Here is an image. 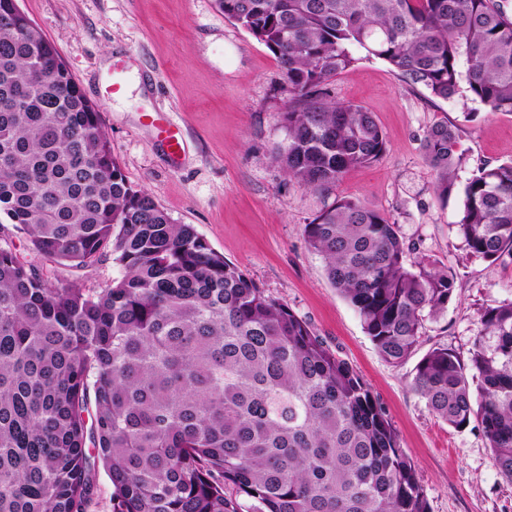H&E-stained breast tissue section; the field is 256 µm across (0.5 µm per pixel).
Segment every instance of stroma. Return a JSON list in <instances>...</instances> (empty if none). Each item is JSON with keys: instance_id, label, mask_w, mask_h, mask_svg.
Segmentation results:
<instances>
[{"instance_id": "stroma-1", "label": "stroma", "mask_w": 512, "mask_h": 512, "mask_svg": "<svg viewBox=\"0 0 512 512\" xmlns=\"http://www.w3.org/2000/svg\"><path fill=\"white\" fill-rule=\"evenodd\" d=\"M95 103L127 181L177 224L192 225L266 295L288 305L345 359L383 404L414 461L429 512H512V486L499 476L476 425L457 430L433 416L410 387L416 359L388 364L355 310L328 281L303 226L336 196L385 212L414 250L450 271L453 299L426 323L418 348L467 354L480 313L512 298V263L470 256L456 233L462 186L482 162L512 160V114L493 113L459 94L443 100L412 86L377 58H363L330 84L341 102L362 105L382 128L383 156L336 187L312 191L272 160L286 143L280 114L288 85L273 53L225 18L215 0H18ZM445 120L460 130L464 161L448 198L422 151L425 131ZM180 133L171 155L162 133ZM14 248L51 280L101 288L119 277L111 256L91 267L59 265L31 252L12 225Z\"/></svg>"}]
</instances>
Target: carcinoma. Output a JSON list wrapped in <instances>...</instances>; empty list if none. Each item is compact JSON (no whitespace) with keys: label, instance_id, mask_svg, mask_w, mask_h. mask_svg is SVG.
<instances>
[{"label":"carcinoma","instance_id":"1","mask_svg":"<svg viewBox=\"0 0 512 512\" xmlns=\"http://www.w3.org/2000/svg\"><path fill=\"white\" fill-rule=\"evenodd\" d=\"M274 54L288 84L287 144L273 160L319 190L387 148L373 113L330 96L363 51L404 82L512 114V17L498 0H216ZM422 150L446 198L458 127ZM75 268L110 254L103 288L58 284L0 246V512H88L98 471L110 512H429L415 465L357 371L287 305L130 185L96 105L54 45L0 0V224ZM469 254L512 260V161L463 189ZM328 280L381 357L413 356L453 274L398 226L338 196L303 227ZM469 356L444 346L411 387L461 430L477 422L512 485V298L485 308Z\"/></svg>","mask_w":512,"mask_h":512}]
</instances>
